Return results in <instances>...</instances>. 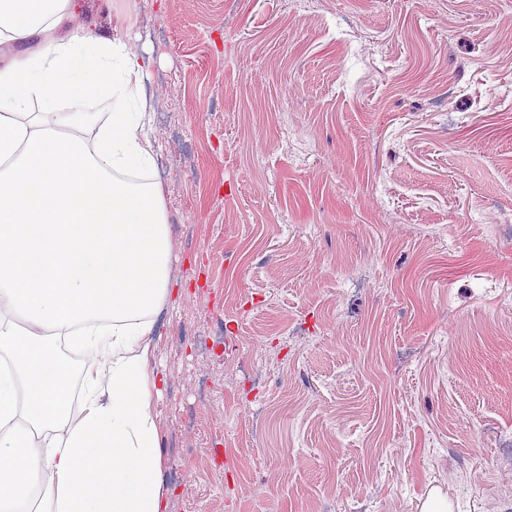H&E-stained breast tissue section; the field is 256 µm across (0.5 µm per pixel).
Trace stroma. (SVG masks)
<instances>
[{
    "instance_id": "stroma-1",
    "label": "stroma",
    "mask_w": 512,
    "mask_h": 512,
    "mask_svg": "<svg viewBox=\"0 0 512 512\" xmlns=\"http://www.w3.org/2000/svg\"><path fill=\"white\" fill-rule=\"evenodd\" d=\"M148 61L167 512H512V0H83Z\"/></svg>"
}]
</instances>
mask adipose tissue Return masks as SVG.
<instances>
[{
    "label": "adipose tissue",
    "mask_w": 512,
    "mask_h": 512,
    "mask_svg": "<svg viewBox=\"0 0 512 512\" xmlns=\"http://www.w3.org/2000/svg\"><path fill=\"white\" fill-rule=\"evenodd\" d=\"M145 72L79 0H0V512H166L172 243L161 185L135 179L156 151Z\"/></svg>",
    "instance_id": "1"
}]
</instances>
